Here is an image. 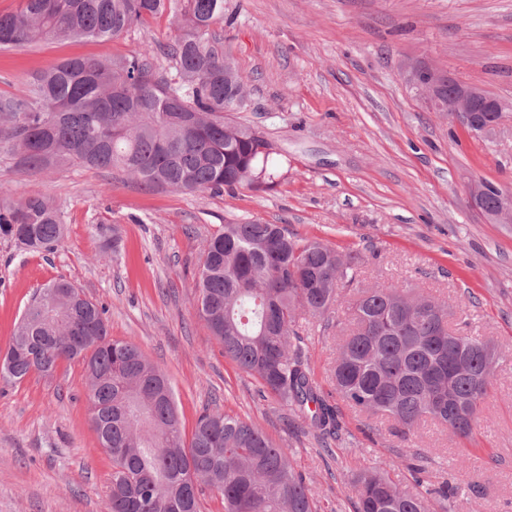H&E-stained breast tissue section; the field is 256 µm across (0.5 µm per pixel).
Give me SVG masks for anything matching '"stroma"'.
Segmentation results:
<instances>
[{
  "label": "stroma",
  "instance_id": "obj_1",
  "mask_svg": "<svg viewBox=\"0 0 512 512\" xmlns=\"http://www.w3.org/2000/svg\"><path fill=\"white\" fill-rule=\"evenodd\" d=\"M211 32L248 89L231 118L272 143L276 182L220 194L152 190L114 171L24 170L0 153V191L17 201L50 196L65 223L51 251L0 238V351L34 293L66 279L105 308L110 338L135 342L167 376L184 433L208 409L255 422L289 448L318 512H354L347 479L366 468L413 490L394 422L342 404L339 436L322 446L225 358L198 315L206 241L227 224H283L297 237L367 255L355 288L425 289L448 302L451 328L497 344L473 439L431 422L414 439L429 458L425 482L469 486L450 509L431 500V512H512V223H490L468 193L475 180L512 190V121L489 138L452 125L416 94L404 68L419 59L512 101V0H224ZM174 33L165 15L117 38L2 48L0 97L20 95L32 74L62 59L159 48ZM100 224L117 227V256L102 258ZM344 319L338 312L296 326L330 397ZM466 445L471 461L461 472ZM111 482L82 363L16 385L0 381V512H109Z\"/></svg>",
  "mask_w": 512,
  "mask_h": 512
}]
</instances>
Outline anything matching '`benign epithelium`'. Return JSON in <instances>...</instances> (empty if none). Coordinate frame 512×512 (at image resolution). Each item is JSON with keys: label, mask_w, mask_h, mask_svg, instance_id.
Instances as JSON below:
<instances>
[{"label": "benign epithelium", "mask_w": 512, "mask_h": 512, "mask_svg": "<svg viewBox=\"0 0 512 512\" xmlns=\"http://www.w3.org/2000/svg\"><path fill=\"white\" fill-rule=\"evenodd\" d=\"M406 69L413 85L418 87L419 94L434 103L437 91L443 83L454 87V92L448 96L446 112L451 123L460 125L474 135H488L501 128L512 116V101L499 98L490 99L485 91L473 84L457 80L450 74L442 72L421 62L411 61ZM489 105V110L497 113V118L491 122L481 123L473 120L472 113L478 104ZM500 195V208L494 213L486 214L494 224L512 223V192L495 188Z\"/></svg>", "instance_id": "1"}]
</instances>
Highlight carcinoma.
I'll use <instances>...</instances> for the list:
<instances>
[{"label": "carcinoma", "mask_w": 512, "mask_h": 512, "mask_svg": "<svg viewBox=\"0 0 512 512\" xmlns=\"http://www.w3.org/2000/svg\"><path fill=\"white\" fill-rule=\"evenodd\" d=\"M179 34L161 71L146 47L114 58L65 59L37 73L27 91L0 98V150L26 169H118L148 189L221 192L267 187L278 176L267 142L224 113L244 107L237 70L224 76V51L210 34L224 0H20L0 15V47L48 38L107 39L164 14ZM102 256L118 253L115 228L97 226ZM64 226L54 203L0 194V237L51 250ZM361 252L295 237L280 224H226L207 242L197 310L224 356L255 376L261 392L291 410L317 438L338 437L337 407L321 395L294 330L306 314L329 320L338 286L352 282ZM332 373L339 399L360 414L401 427L404 457L427 459L410 434L432 421L468 439L492 387L481 336L448 327V306L401 286L363 290L347 301ZM0 378L18 383L79 360L91 423L112 449L110 512H201L205 496L224 512H313L310 489L288 449L256 423L205 411L184 437L170 382L132 341L108 336L103 310L65 280L40 289L25 308ZM356 512H429V498L458 488L409 492L366 469L351 481Z\"/></svg>", "instance_id": "cac0c4a2"}]
</instances>
